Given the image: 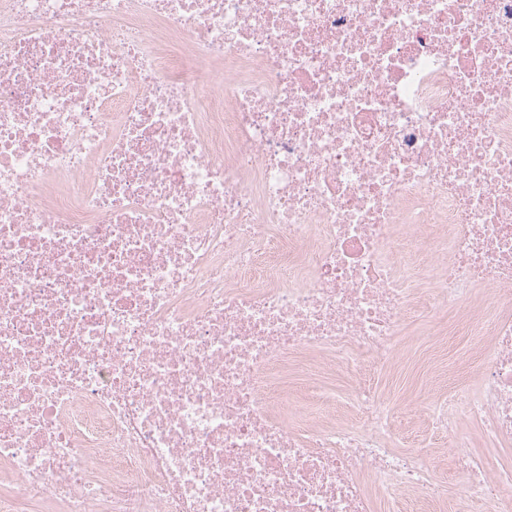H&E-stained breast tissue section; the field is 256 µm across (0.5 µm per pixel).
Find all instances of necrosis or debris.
<instances>
[{
    "label": "necrosis or debris",
    "mask_w": 512,
    "mask_h": 512,
    "mask_svg": "<svg viewBox=\"0 0 512 512\" xmlns=\"http://www.w3.org/2000/svg\"><path fill=\"white\" fill-rule=\"evenodd\" d=\"M444 309L512 512V0H0V512L439 499L368 373Z\"/></svg>",
    "instance_id": "obj_1"
}]
</instances>
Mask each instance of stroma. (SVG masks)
Wrapping results in <instances>:
<instances>
[{
    "label": "stroma",
    "mask_w": 512,
    "mask_h": 512,
    "mask_svg": "<svg viewBox=\"0 0 512 512\" xmlns=\"http://www.w3.org/2000/svg\"><path fill=\"white\" fill-rule=\"evenodd\" d=\"M407 347L401 361L378 372L374 384L389 401L395 424V448L433 451V476L446 494L426 512H457L462 480L446 452L447 440L436 429L422 401L428 392L447 396L450 387H473L480 382L479 358L471 347L464 322L448 315L427 320L416 314L404 328Z\"/></svg>",
    "instance_id": "obj_1"
}]
</instances>
